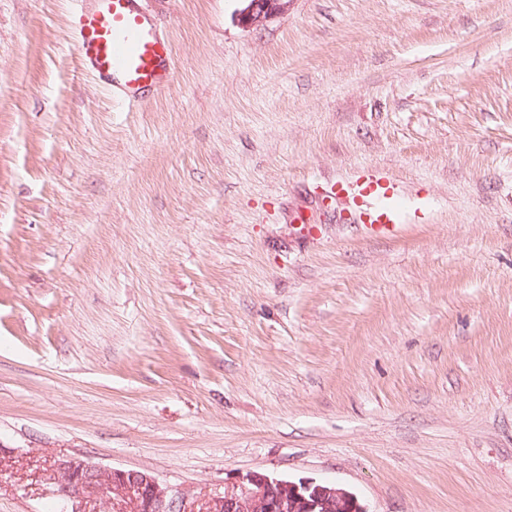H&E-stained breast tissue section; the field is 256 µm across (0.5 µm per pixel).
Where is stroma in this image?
I'll list each match as a JSON object with an SVG mask.
<instances>
[{
	"instance_id": "obj_1",
	"label": "stroma",
	"mask_w": 512,
	"mask_h": 512,
	"mask_svg": "<svg viewBox=\"0 0 512 512\" xmlns=\"http://www.w3.org/2000/svg\"><path fill=\"white\" fill-rule=\"evenodd\" d=\"M173 81L82 70L78 0H0V512L60 461L252 471L366 512H512V0H141ZM380 170L388 239L329 182ZM246 2L240 11V21L247 27L264 26L288 9L290 0H241Z\"/></svg>"
}]
</instances>
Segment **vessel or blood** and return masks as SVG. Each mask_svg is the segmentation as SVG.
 I'll list each match as a JSON object with an SVG mask.
<instances>
[{
	"label": "vessel or blood",
	"mask_w": 512,
	"mask_h": 512,
	"mask_svg": "<svg viewBox=\"0 0 512 512\" xmlns=\"http://www.w3.org/2000/svg\"><path fill=\"white\" fill-rule=\"evenodd\" d=\"M73 34L82 63L118 89L120 101L127 106H136L143 90L168 87L173 45L158 35L153 21L140 11L138 0H95L94 8L78 15ZM337 189L352 201L368 235H395L399 228L394 203L397 191L389 179L369 171L338 183Z\"/></svg>",
	"instance_id": "b4317fda"
}]
</instances>
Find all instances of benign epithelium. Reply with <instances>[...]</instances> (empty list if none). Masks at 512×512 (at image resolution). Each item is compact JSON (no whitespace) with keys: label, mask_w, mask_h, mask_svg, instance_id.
<instances>
[{"label":"benign epithelium","mask_w":512,"mask_h":512,"mask_svg":"<svg viewBox=\"0 0 512 512\" xmlns=\"http://www.w3.org/2000/svg\"><path fill=\"white\" fill-rule=\"evenodd\" d=\"M240 21L259 27L282 15L290 0H244ZM53 496L62 512H82L77 501L87 494L110 499L115 512H366L358 499L330 483L292 481L249 472L224 484V492L202 502L171 492L150 474L134 469H102L82 459L58 463Z\"/></svg>","instance_id":"7a95c632"}]
</instances>
